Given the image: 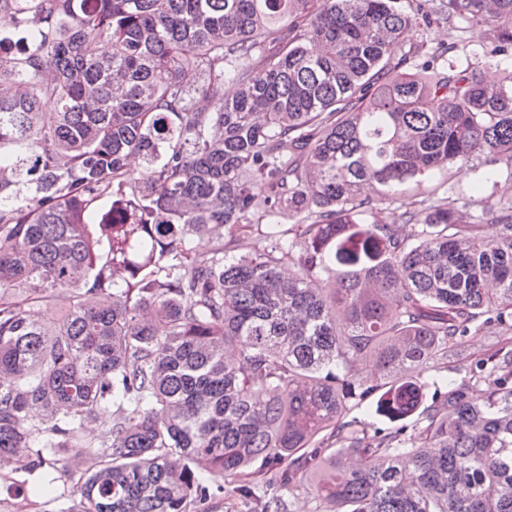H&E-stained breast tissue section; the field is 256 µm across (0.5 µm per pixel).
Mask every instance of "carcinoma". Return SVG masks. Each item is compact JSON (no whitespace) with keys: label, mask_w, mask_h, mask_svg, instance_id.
<instances>
[{"label":"carcinoma","mask_w":512,"mask_h":512,"mask_svg":"<svg viewBox=\"0 0 512 512\" xmlns=\"http://www.w3.org/2000/svg\"><path fill=\"white\" fill-rule=\"evenodd\" d=\"M0 14V462L105 449L77 512H209L211 478L249 497L269 472L318 512H512V196H448L512 169V70L484 76L512 61V0ZM440 24L451 42L405 48ZM49 301L66 313H25ZM483 329L480 396L427 395ZM369 397L394 431L345 420Z\"/></svg>","instance_id":"obj_1"}]
</instances>
